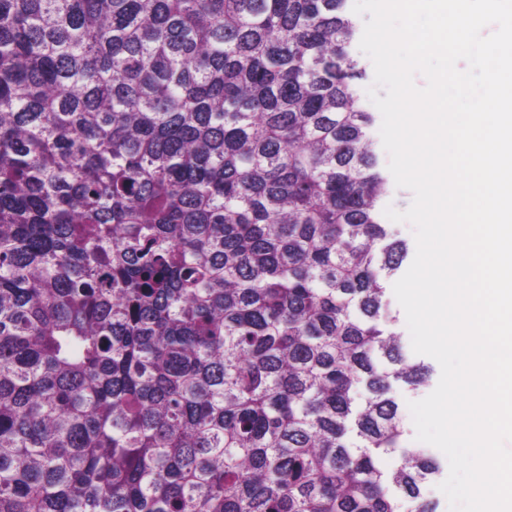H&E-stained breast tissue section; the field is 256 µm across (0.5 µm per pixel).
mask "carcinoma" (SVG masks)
<instances>
[{
	"label": "carcinoma",
	"mask_w": 512,
	"mask_h": 512,
	"mask_svg": "<svg viewBox=\"0 0 512 512\" xmlns=\"http://www.w3.org/2000/svg\"><path fill=\"white\" fill-rule=\"evenodd\" d=\"M346 3L0 0V512H437Z\"/></svg>",
	"instance_id": "cac0c4a2"
}]
</instances>
